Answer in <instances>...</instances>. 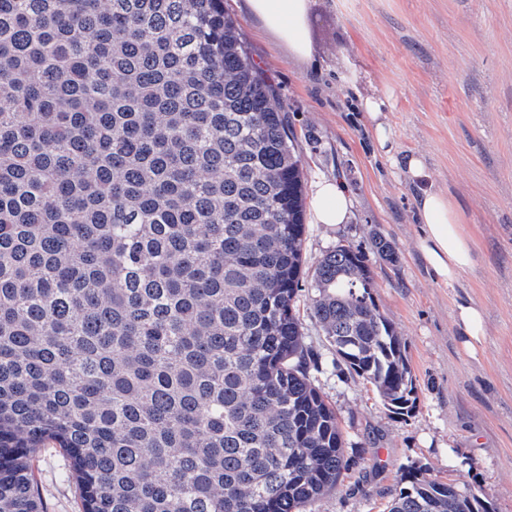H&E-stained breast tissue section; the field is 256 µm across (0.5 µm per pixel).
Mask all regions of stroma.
<instances>
[{
    "label": "stroma",
    "instance_id": "1",
    "mask_svg": "<svg viewBox=\"0 0 512 512\" xmlns=\"http://www.w3.org/2000/svg\"><path fill=\"white\" fill-rule=\"evenodd\" d=\"M255 64L273 81L295 135L304 188L341 182L346 223L308 224L304 268L339 244L371 256L372 296L400 332L418 380L408 415L373 386L337 376L332 349L301 299L306 341L322 356L313 381L341 420L354 463L310 512H384L402 467L475 486L490 512H512V0H310L311 61L288 57L245 9L224 0ZM377 98L392 132L381 150L361 103ZM420 153L475 241V266L446 287L414 238V189L394 160ZM395 249L377 258L375 238ZM484 311L469 354L453 322L460 301ZM69 461L40 449L35 476L46 512H80Z\"/></svg>",
    "mask_w": 512,
    "mask_h": 512
}]
</instances>
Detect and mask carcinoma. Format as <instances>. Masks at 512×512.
<instances>
[{"label":"carcinoma","instance_id":"carcinoma-1","mask_svg":"<svg viewBox=\"0 0 512 512\" xmlns=\"http://www.w3.org/2000/svg\"><path fill=\"white\" fill-rule=\"evenodd\" d=\"M301 162L224 0H0V512H303L351 467L318 356L416 408L370 259L304 284ZM387 512H489L403 468ZM69 461L58 448H41L35 460V476L47 512H79V490L68 477Z\"/></svg>","mask_w":512,"mask_h":512}]
</instances>
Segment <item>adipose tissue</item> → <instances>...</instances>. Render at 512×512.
<instances>
[{
    "label": "adipose tissue",
    "instance_id": "ef3b65f1",
    "mask_svg": "<svg viewBox=\"0 0 512 512\" xmlns=\"http://www.w3.org/2000/svg\"><path fill=\"white\" fill-rule=\"evenodd\" d=\"M247 7L294 58L304 61L311 57L313 47L306 31L309 0H247ZM397 165L402 176L420 188L416 200V248L435 281L454 286L474 265L473 240L447 193L430 186L431 174L420 154H404ZM350 206V198L341 184L329 180L314 184L309 201L314 223H345Z\"/></svg>",
    "mask_w": 512,
    "mask_h": 512
}]
</instances>
